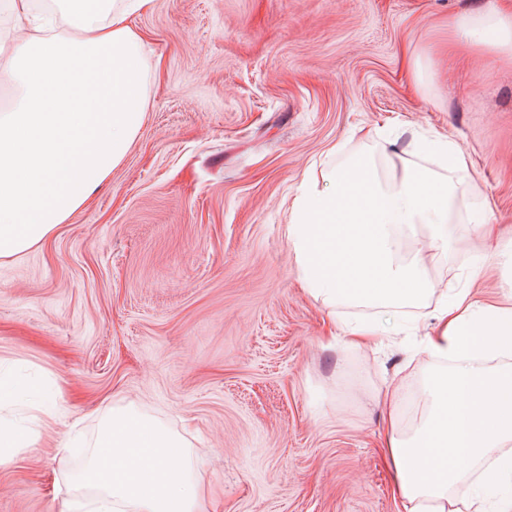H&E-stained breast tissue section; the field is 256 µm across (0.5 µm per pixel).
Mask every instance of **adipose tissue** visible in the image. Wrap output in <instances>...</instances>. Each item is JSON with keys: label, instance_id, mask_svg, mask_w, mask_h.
<instances>
[{"label": "adipose tissue", "instance_id": "ef3b65f1", "mask_svg": "<svg viewBox=\"0 0 512 512\" xmlns=\"http://www.w3.org/2000/svg\"><path fill=\"white\" fill-rule=\"evenodd\" d=\"M72 36L34 28L0 75L21 94L0 113V258L48 239L86 206L122 161L142 128L147 77L143 35L133 21L153 0H54ZM450 41L512 60V9L488 8L448 20ZM437 166L406 162L381 185L370 157L308 170L293 198L289 247L304 287L330 306L371 308L344 322L333 340L356 346L394 331L403 309L432 307L435 329L419 351L446 363L426 384L428 412L411 435L391 425L384 457L403 512H512V495L489 501L483 487L512 480V284L508 305L474 299L469 290L438 292L421 256L403 259L402 230L431 227L429 247L449 254L443 225L460 192L479 193L467 159L449 140L414 143ZM502 364L485 368V359ZM14 385L0 381V464L26 435L6 409ZM180 437L131 412L109 417L78 487L96 491L91 512H202L203 487ZM476 486L464 506L451 488Z\"/></svg>", "mask_w": 512, "mask_h": 512}]
</instances>
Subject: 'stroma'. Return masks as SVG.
<instances>
[{"mask_svg":"<svg viewBox=\"0 0 512 512\" xmlns=\"http://www.w3.org/2000/svg\"><path fill=\"white\" fill-rule=\"evenodd\" d=\"M502 0H154L136 27L145 121L90 205L43 244L0 259V378L17 418L51 399L0 465V512H63L104 419L131 410L184 438L203 512H397L388 417L428 403L410 309L377 347H326L333 319L289 249L305 171L371 151L381 180L419 136L456 142L482 186L457 200L452 257L404 235L437 284L476 298L512 280L480 247L512 238V63L448 51L449 16ZM336 156L328 151L335 144ZM414 421H405L411 434Z\"/></svg>","mask_w":512,"mask_h":512,"instance_id":"35a3bbf8","label":"stroma"}]
</instances>
